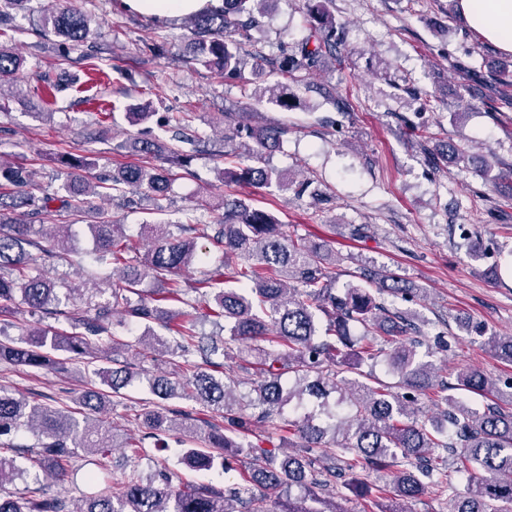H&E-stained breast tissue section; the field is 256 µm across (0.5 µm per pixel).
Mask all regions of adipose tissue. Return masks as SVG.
<instances>
[{
	"label": "adipose tissue",
	"instance_id": "adipose-tissue-1",
	"mask_svg": "<svg viewBox=\"0 0 512 512\" xmlns=\"http://www.w3.org/2000/svg\"><path fill=\"white\" fill-rule=\"evenodd\" d=\"M122 8L156 20L189 16L218 8L223 0H120ZM457 11L467 28L499 52L512 54V0H458Z\"/></svg>",
	"mask_w": 512,
	"mask_h": 512
}]
</instances>
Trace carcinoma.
I'll use <instances>...</instances> for the list:
<instances>
[{"label": "carcinoma", "instance_id": "1", "mask_svg": "<svg viewBox=\"0 0 512 512\" xmlns=\"http://www.w3.org/2000/svg\"><path fill=\"white\" fill-rule=\"evenodd\" d=\"M264 2L224 0L219 9L190 16L185 40L191 60L245 81L243 42L233 35L243 28L240 17L262 11ZM95 22L80 0H60L43 12L40 30L59 39L60 55L66 58L89 38ZM306 30L292 53L278 61L280 73L297 84L307 83L323 60H336L341 45L326 0H309ZM22 69V56L0 43V80L15 81ZM225 119L235 124V135L251 145L237 169H224V178L257 188L283 182V172L266 163V156L279 147L284 130H258L230 113ZM174 140L165 148L153 140H133L141 155H162V165L119 167L96 185L78 173L86 160L60 156L68 177L65 196L33 194L27 190L28 171L0 155V179L13 186L7 194L0 191V212L26 208L36 218L51 212L56 202L61 209L73 201L88 203L102 196L103 189L120 196L141 189L161 195L170 182L169 168L186 166L202 143L184 135ZM147 228L151 248L140 255L123 243V225H88L94 260L117 268L112 286L98 290L103 300L83 309L73 304L75 289L58 287L39 267L41 260L74 252L69 225L6 222L0 217V317L9 316L19 301L33 312L64 317L70 328L68 333L51 325L33 328L19 345L0 325V360L55 373L64 371L68 362L104 363L92 371L103 388L78 393L76 414L31 405L0 387V512H344L336 503L342 491H368L358 474L378 478L385 471L393 479L377 487L379 512H404L401 502L426 493L449 494L450 512H500L498 503H512V399L507 408L497 402L469 408L463 395L496 393L497 382L480 370L465 369L455 383H448L432 362L418 355L422 346L448 350L445 333L424 342L413 315L380 301L384 293L417 301L423 299L422 292L403 287L393 272L380 277L360 273L370 284L382 280L373 290L352 283L336 288L330 272L336 252L287 236L272 213L239 198L224 199L218 222L204 225L213 234L203 237L221 253V261L213 266L210 251L199 248L193 236L199 230L193 220ZM33 248L39 254H32ZM197 269L200 277L183 287L178 278ZM146 278L167 287L145 298L138 286ZM203 289L210 290L212 302L201 308L190 294ZM163 302L186 306L172 315L179 321L176 347L166 344L161 351L180 354L183 365L170 376L148 378L157 402L135 411L141 435L129 438L126 445L137 456L148 439L159 449L167 447L165 434L175 432L182 440L194 437L196 443L185 447L180 463L209 471L219 458L227 471L239 462L246 468L247 486H183L167 467L145 475L133 465L123 473L117 491L86 494L83 506L72 511L67 496L49 494L45 483L69 476L80 451L96 457L100 466L108 462L115 435L93 415L109 402L107 390L120 395L136 369L127 357L134 344L122 339L115 327L159 319ZM208 317L230 325V340L249 342L239 349L237 370L254 377L255 396L239 400L238 377L227 371L222 379L215 376L224 364L213 356L225 350L224 342L194 331L196 321ZM485 347L497 360L512 364V335L492 334ZM384 353L390 369L401 377L395 387L372 386L366 383L372 375L361 370ZM195 355L199 359H193ZM348 373L356 378H347ZM448 390L460 395L442 397L438 421L419 416L422 399ZM173 399L193 401L220 420H203L205 429L199 433L196 410L172 405ZM22 430L37 432V443L1 441ZM286 431L301 440L295 453L277 452ZM438 448L458 458V472L468 484L465 494L454 492L448 464L434 455ZM19 458L28 459L38 473L15 497L4 490V483L27 473L18 465ZM267 489L280 493L271 508L261 494Z\"/></svg>", "mask_w": 512, "mask_h": 512}]
</instances>
